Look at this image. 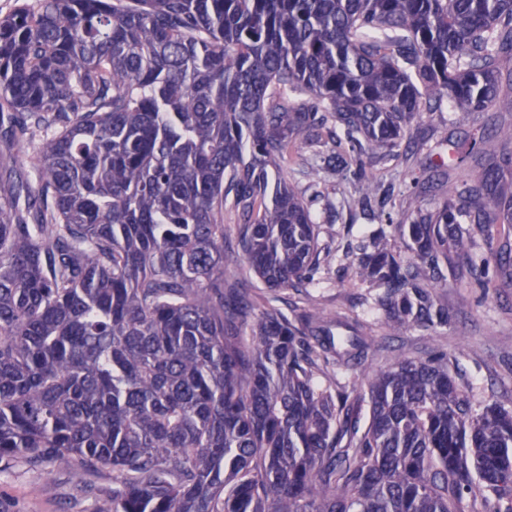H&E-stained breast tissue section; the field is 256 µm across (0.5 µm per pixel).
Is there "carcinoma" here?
Returning <instances> with one entry per match:
<instances>
[{"label": "carcinoma", "instance_id": "cac0c4a2", "mask_svg": "<svg viewBox=\"0 0 512 512\" xmlns=\"http://www.w3.org/2000/svg\"><path fill=\"white\" fill-rule=\"evenodd\" d=\"M0 17V140L32 148L0 178V474L112 475L106 512H512V408L474 404L453 359L397 356L363 398L360 323L256 311L224 281L315 284L331 254L312 201L279 176L301 146L378 208L351 262L392 333L434 331L440 257L512 284V179L489 166L431 213L374 167L412 122L464 121L512 57V0H36ZM475 145H452L448 171ZM36 179V196L29 181ZM410 241L415 261L389 244Z\"/></svg>", "mask_w": 512, "mask_h": 512}]
</instances>
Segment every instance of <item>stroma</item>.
<instances>
[{"instance_id": "1", "label": "stroma", "mask_w": 512, "mask_h": 512, "mask_svg": "<svg viewBox=\"0 0 512 512\" xmlns=\"http://www.w3.org/2000/svg\"><path fill=\"white\" fill-rule=\"evenodd\" d=\"M511 123L512 58L505 57L499 69V95L488 111L474 113L462 124H441L437 115L428 112L415 120V131L428 132L429 138L401 172L397 190L413 192L423 211L434 210L447 196L448 186L442 173L428 167L430 146L441 139L450 144L478 140L492 125ZM282 174L312 200L321 240L341 253L356 251L374 220L343 206L350 186L319 180L298 156L284 164ZM441 268L446 281L437 286L436 297L449 312L447 325L429 333L412 329L397 336L389 335L380 312L372 309L373 289L337 262H323L315 288L272 292L254 274L230 260L224 265V278L251 289L259 305L280 308L291 318L310 306L333 317L365 314L373 324L367 357L339 377L340 383L355 394H366L371 376L393 357L421 359L444 351L456 357L459 379L470 386L475 399L512 402V287L475 288L469 269L458 266L452 258L442 261ZM111 491L112 477L107 473L80 476L62 466L43 470L21 464L0 476V512H106Z\"/></svg>"}]
</instances>
